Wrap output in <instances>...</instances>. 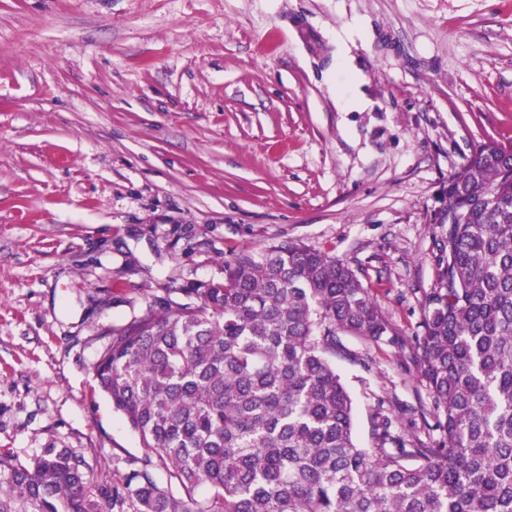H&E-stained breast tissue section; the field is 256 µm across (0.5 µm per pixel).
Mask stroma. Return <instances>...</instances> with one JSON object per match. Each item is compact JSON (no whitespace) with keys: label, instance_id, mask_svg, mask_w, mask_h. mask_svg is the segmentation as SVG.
I'll use <instances>...</instances> for the list:
<instances>
[{"label":"stroma","instance_id":"35a3bbf8","mask_svg":"<svg viewBox=\"0 0 512 512\" xmlns=\"http://www.w3.org/2000/svg\"><path fill=\"white\" fill-rule=\"evenodd\" d=\"M489 140L512 143V0H0V448L107 487L141 468L96 389L107 331L289 239L392 327L336 360L359 445L380 411L435 444L434 218Z\"/></svg>","mask_w":512,"mask_h":512}]
</instances>
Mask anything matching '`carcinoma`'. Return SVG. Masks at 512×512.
Listing matches in <instances>:
<instances>
[{"instance_id": "obj_1", "label": "carcinoma", "mask_w": 512, "mask_h": 512, "mask_svg": "<svg viewBox=\"0 0 512 512\" xmlns=\"http://www.w3.org/2000/svg\"><path fill=\"white\" fill-rule=\"evenodd\" d=\"M437 215L416 371L441 445L397 443L380 413L358 445L340 336L389 324L348 262L289 240L109 332L98 387L156 460L109 489L65 448L29 465L0 448V512H512V146L479 144Z\"/></svg>"}]
</instances>
